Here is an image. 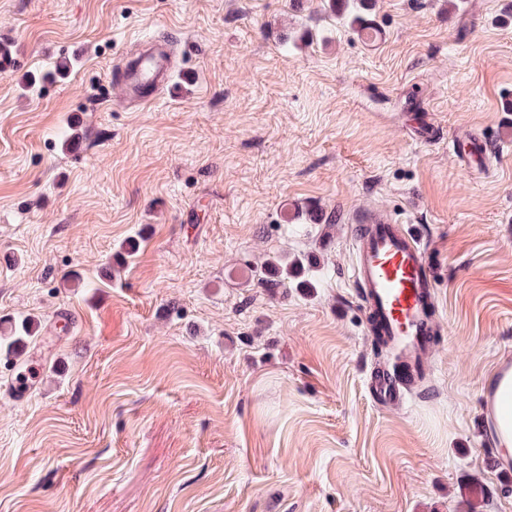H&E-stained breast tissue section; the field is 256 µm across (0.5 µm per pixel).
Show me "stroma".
<instances>
[{"label": "stroma", "mask_w": 512, "mask_h": 512, "mask_svg": "<svg viewBox=\"0 0 512 512\" xmlns=\"http://www.w3.org/2000/svg\"><path fill=\"white\" fill-rule=\"evenodd\" d=\"M370 17L0 0V339L32 321L47 364L17 404L0 342V512H512L483 396L512 364V0ZM153 38L171 86L126 106ZM463 126L487 174L450 151ZM371 208L439 261L438 339L393 410L352 281ZM272 261L300 268L273 287Z\"/></svg>", "instance_id": "1"}]
</instances>
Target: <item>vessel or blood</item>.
<instances>
[{
	"label": "vessel or blood",
	"instance_id": "obj_1",
	"mask_svg": "<svg viewBox=\"0 0 512 512\" xmlns=\"http://www.w3.org/2000/svg\"><path fill=\"white\" fill-rule=\"evenodd\" d=\"M167 44L144 48L124 65L122 99L140 107L153 102L172 77ZM451 144L466 162H481L488 142L452 135ZM354 238V281L373 335L386 342L389 357L370 374L374 401L401 405L409 399L408 384L421 378L432 353L438 327L437 259L421 238L386 214L370 210L358 221ZM43 362L37 357L15 363L11 393L28 401L39 386Z\"/></svg>",
	"mask_w": 512,
	"mask_h": 512
}]
</instances>
